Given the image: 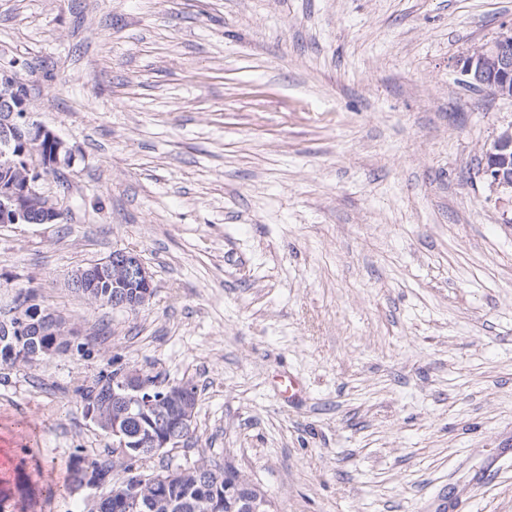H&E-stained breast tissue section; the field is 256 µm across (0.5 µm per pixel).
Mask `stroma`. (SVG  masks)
Returning a JSON list of instances; mask_svg holds the SVG:
<instances>
[{"label":"stroma","instance_id":"obj_1","mask_svg":"<svg viewBox=\"0 0 512 512\" xmlns=\"http://www.w3.org/2000/svg\"><path fill=\"white\" fill-rule=\"evenodd\" d=\"M510 20L512 0H0V69L73 156L42 183L66 223L0 225V304L34 281L93 340L0 365L7 512L94 508L62 484L112 439L72 392L117 362L195 385L177 462L231 464L275 512H512V223L478 176L512 100L456 67ZM116 248L153 274L135 314L68 286Z\"/></svg>","mask_w":512,"mask_h":512}]
</instances>
